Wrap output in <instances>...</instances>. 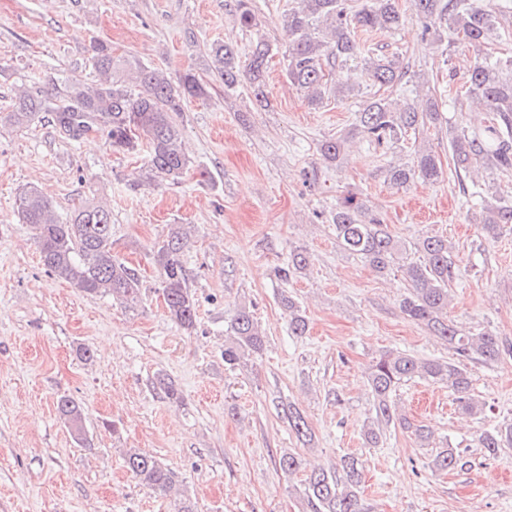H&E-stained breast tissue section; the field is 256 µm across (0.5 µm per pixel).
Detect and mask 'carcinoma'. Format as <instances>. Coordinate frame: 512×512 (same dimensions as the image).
Listing matches in <instances>:
<instances>
[{"label":"carcinoma","mask_w":512,"mask_h":512,"mask_svg":"<svg viewBox=\"0 0 512 512\" xmlns=\"http://www.w3.org/2000/svg\"><path fill=\"white\" fill-rule=\"evenodd\" d=\"M413 6L425 30H432L437 36L445 31L476 48L499 38L496 16L480 0H413ZM235 17L245 29L257 26L251 0H236ZM403 23L396 0H367L358 10L351 0H296L283 19L288 37L286 78L292 86L306 92L313 106L323 104L330 93L325 69L338 63L351 64L353 69H361L373 85L390 88L403 80L408 68L395 55H367L355 39L354 29L392 32ZM272 52V45L261 39L253 45L245 62L226 43H213L206 48L214 76L224 83V90L235 89L244 79L260 108L268 105L266 74ZM91 65L97 76L95 81L72 79L65 84L63 93L55 97L23 95L6 120L21 127L48 112L55 126L69 139L77 141L93 129L107 134L113 147L129 153L137 152L145 138V166L150 181L175 179L188 170L193 162L184 150L182 131L173 114L182 111V102L206 97L208 84L191 70L174 81L162 69L118 59L104 42L94 44ZM462 89L467 100L484 106L493 119L476 131L457 127L449 131L448 154L455 172L468 175L480 167L512 172V57H485L475 63ZM439 118L435 96L427 97L421 110L414 106L396 110L388 99L373 97L359 110L352 133L380 147L394 144L408 131ZM348 138L347 134L328 138L321 142L320 151L335 161L342 155ZM442 176V163L430 150L417 152L410 164L391 165L387 170L389 184L397 189H406L417 180L436 183ZM16 208L22 222L34 231L46 271L87 295H110L129 310L140 305L139 275L112 255V221L104 206L87 202L63 222L41 192L28 188L16 199ZM331 224L343 251L361 257L381 272L395 265L404 272L408 289L400 301L401 312L426 326L453 351L448 360L420 359L387 351L373 362L367 382L376 427L368 428V440L379 442L380 428L397 424L419 441H430L431 432L399 415L393 401L396 388L415 378L447 386L462 412L482 414L485 403L472 394V381L464 362L489 364L512 348L490 331H465L448 318L449 285L456 277L452 244L442 237L427 236L413 243L419 253L418 261H404L406 245L395 239L353 192L341 198L331 215ZM508 225L512 226V205L503 204L495 195L482 198L484 232L495 237ZM187 238L184 228H171L166 239L154 248L153 262L162 279V295L170 319L191 331L197 322V306L183 263ZM282 302L290 313V334L306 335L307 320L295 302L287 296ZM230 333V339L224 340V363L232 368L263 349L264 336L246 306L234 316ZM57 410L74 438L86 441L80 403L62 397L57 401ZM288 425L298 440H312L307 420L291 405ZM478 443L492 456L503 448H511L512 422L482 431ZM125 464L139 482L155 492L165 493L172 486L173 473L149 453L130 450ZM276 465L291 476L299 470L301 460L288 452L278 458ZM461 465L462 457L452 448L441 449L433 459V468L438 471L454 470ZM341 467V477L319 468L306 478L304 495L312 512H362L358 460L347 457Z\"/></svg>","instance_id":"obj_1"}]
</instances>
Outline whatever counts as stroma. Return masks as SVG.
<instances>
[{"label":"stroma","mask_w":512,"mask_h":512,"mask_svg":"<svg viewBox=\"0 0 512 512\" xmlns=\"http://www.w3.org/2000/svg\"><path fill=\"white\" fill-rule=\"evenodd\" d=\"M289 2L252 0L259 24L246 30L234 20V0H0V512H175L185 498L196 512H310L303 480L312 469L339 467L345 455L362 467L363 512H512V448L492 457L477 442L480 431L512 419V353L466 365L484 414L458 410L442 385L411 380L394 401L432 431L431 443L388 427L377 444H366L373 361L388 350L421 359L449 351L401 313L402 272L379 273L340 250L330 223L338 199L352 191L405 244L448 239L457 266L449 317L512 345V233L484 235L480 203L453 170L441 183L400 190L386 179L389 163L411 162L415 150L447 158L450 126L475 130L488 121L484 107L455 93L478 56H512V10L503 0H481L496 15L500 38L478 52L424 38L412 0H398L406 15L399 30L356 38L373 53L403 59L408 74L400 84L377 90L360 71L338 66L329 86L351 80L355 91L315 107L288 84L278 53L267 76L271 106L262 110L248 85L228 92L212 79L205 47L221 42L245 53L259 39L284 46ZM98 40L113 56L171 77L191 68L209 78L208 98L187 100L175 116L193 161L178 180L147 183L145 152L115 150L100 132L67 140L47 114L28 127L4 123L19 89L60 92L65 80H92ZM376 93L417 105L437 95L446 122L388 149L369 144L351 129ZM344 133L340 159H326L321 142ZM308 170L315 180H304ZM29 187L61 218L90 200L107 205L112 253L142 280L137 310L45 270L16 211ZM176 224L192 227L185 262L198 322L189 333L170 320L151 260ZM296 250L307 266L278 279L276 268ZM285 295L306 316V336L290 335ZM243 305L266 342L232 369L224 339ZM81 347L92 350L91 360L79 357ZM160 376L175 384L180 401L159 389ZM64 396L83 407L86 442H76L58 414ZM290 404L304 413L310 442L289 427ZM445 446L463 452L465 468H433ZM130 449L173 472L169 492H153L126 471ZM285 452L301 457L297 475L277 470Z\"/></svg>","instance_id":"obj_1"}]
</instances>
